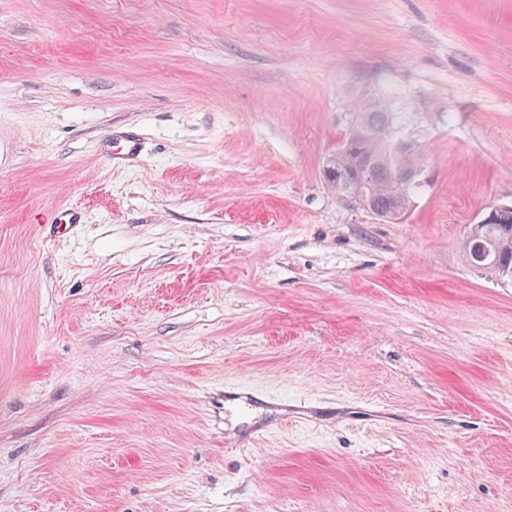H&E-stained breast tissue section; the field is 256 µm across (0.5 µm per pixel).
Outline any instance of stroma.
I'll return each instance as SVG.
<instances>
[{"label":"stroma","mask_w":512,"mask_h":512,"mask_svg":"<svg viewBox=\"0 0 512 512\" xmlns=\"http://www.w3.org/2000/svg\"><path fill=\"white\" fill-rule=\"evenodd\" d=\"M363 98L414 115L400 224L323 174ZM496 205L512 0H0V512H512ZM103 148L113 163H119L133 159L140 154L141 140L133 135L112 134L103 144ZM512 209V206H494L487 211L484 218L478 222L476 234V225L471 228V235L469 239L473 242L472 249L474 259L477 262H481L485 258V249L481 242L485 243L491 250L490 258L485 262L480 269L489 270L494 273L499 279H508L510 277L506 272L512 269V211L504 214L501 217L500 222H490L485 224L489 220L493 219L497 212L502 210ZM467 238L464 243V253L467 260L473 264V258L471 253V242ZM474 265V264H473Z\"/></svg>","instance_id":"1"}]
</instances>
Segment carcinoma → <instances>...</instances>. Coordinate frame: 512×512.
<instances>
[{
    "mask_svg": "<svg viewBox=\"0 0 512 512\" xmlns=\"http://www.w3.org/2000/svg\"><path fill=\"white\" fill-rule=\"evenodd\" d=\"M397 113L385 110L377 99H362L355 108V119L346 137L332 154L331 163L350 177L359 174L370 183L369 207L375 215L390 221L394 215H406L414 205L423 184L412 180L403 183L397 178L400 169L423 166L420 145L399 153L393 145L399 141ZM479 240L491 250L482 266L500 279H507L512 269V212L499 222L482 224L477 229Z\"/></svg>",
    "mask_w": 512,
    "mask_h": 512,
    "instance_id": "obj_1",
    "label": "carcinoma"
}]
</instances>
